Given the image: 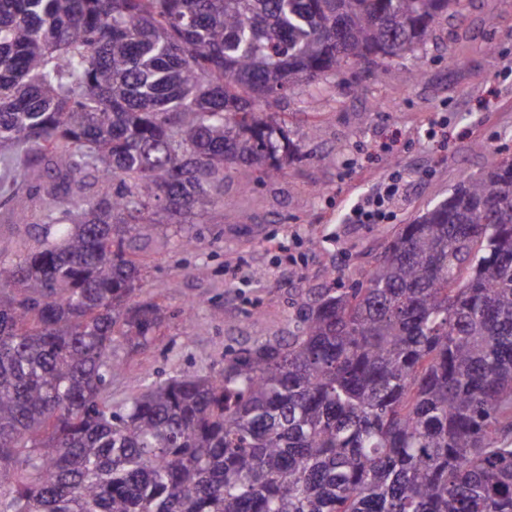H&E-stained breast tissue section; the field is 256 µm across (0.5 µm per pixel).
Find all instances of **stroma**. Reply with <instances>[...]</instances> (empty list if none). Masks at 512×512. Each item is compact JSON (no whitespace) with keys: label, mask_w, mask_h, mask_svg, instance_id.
I'll return each instance as SVG.
<instances>
[{"label":"stroma","mask_w":512,"mask_h":512,"mask_svg":"<svg viewBox=\"0 0 512 512\" xmlns=\"http://www.w3.org/2000/svg\"><path fill=\"white\" fill-rule=\"evenodd\" d=\"M435 36L378 77L352 69L330 77L318 103L291 90L277 112L302 141L300 156L272 178L234 174L194 250L179 246L200 226L191 217L140 239L135 298L158 303L163 319L148 348H114L124 372L105 393L112 410L145 384L221 372L225 350L254 339V310L265 335H287L288 314L308 289L351 282L400 225L445 201L463 176L512 156V0H472L463 21L441 20ZM311 123L318 133L303 140ZM407 174L413 188L384 223H349L354 199Z\"/></svg>","instance_id":"1"}]
</instances>
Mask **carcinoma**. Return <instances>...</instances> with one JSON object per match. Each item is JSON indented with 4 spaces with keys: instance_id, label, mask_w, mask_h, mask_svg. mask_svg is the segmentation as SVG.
<instances>
[{
    "instance_id": "obj_1",
    "label": "carcinoma",
    "mask_w": 512,
    "mask_h": 512,
    "mask_svg": "<svg viewBox=\"0 0 512 512\" xmlns=\"http://www.w3.org/2000/svg\"><path fill=\"white\" fill-rule=\"evenodd\" d=\"M470 0H0V189L47 179L0 262V512H512V164L466 176L347 288L218 374L112 412L148 345L143 231L301 145L297 85L425 47ZM9 205L4 206V198L0 193V259L2 261H15L21 254V239H27L30 245H34V237L39 226L35 224H23L14 226L5 223L3 218L7 214Z\"/></svg>"
}]
</instances>
